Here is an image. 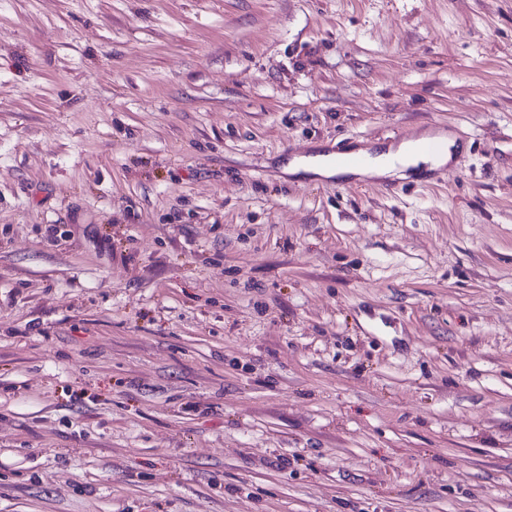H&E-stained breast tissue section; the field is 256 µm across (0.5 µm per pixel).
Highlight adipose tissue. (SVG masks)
Wrapping results in <instances>:
<instances>
[{"label":"adipose tissue","mask_w":512,"mask_h":512,"mask_svg":"<svg viewBox=\"0 0 512 512\" xmlns=\"http://www.w3.org/2000/svg\"><path fill=\"white\" fill-rule=\"evenodd\" d=\"M422 145V139L416 138L365 155L363 164L355 168L354 173L371 178H403L410 173H420L427 167L432 169L443 166L452 160L457 151V144L451 138L435 154L423 151Z\"/></svg>","instance_id":"ef3b65f1"}]
</instances>
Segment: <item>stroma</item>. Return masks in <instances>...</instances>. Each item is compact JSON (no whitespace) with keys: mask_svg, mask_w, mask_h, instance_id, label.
I'll list each match as a JSON object with an SVG mask.
<instances>
[{"mask_svg":"<svg viewBox=\"0 0 512 512\" xmlns=\"http://www.w3.org/2000/svg\"><path fill=\"white\" fill-rule=\"evenodd\" d=\"M0 512H512V0H0ZM426 141L425 137L403 141L398 145H389L381 152H375L373 155L362 151L355 152L363 156V164L360 156L339 152L336 155L335 165L333 161L334 154L321 152L292 160L285 171L292 175L303 172L323 178L340 175H358L383 179L405 178L408 176L407 172L417 175L425 166L429 169L444 166L452 160L456 151L460 150L455 139L447 137L441 151H439V143H428L426 148L430 152L439 151L435 154H429L422 149V145Z\"/></svg>","mask_w":512,"mask_h":512,"instance_id":"35a3bbf8","label":"stroma"}]
</instances>
